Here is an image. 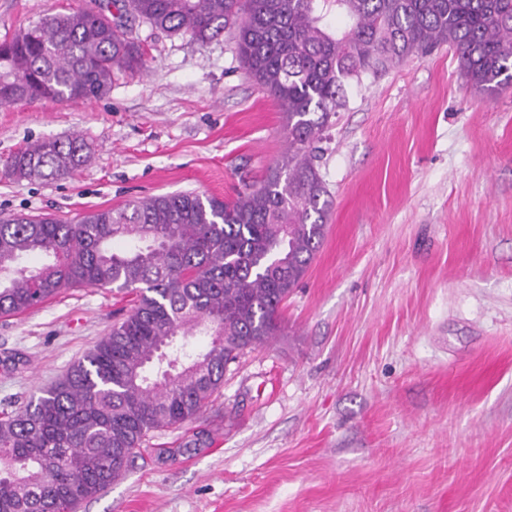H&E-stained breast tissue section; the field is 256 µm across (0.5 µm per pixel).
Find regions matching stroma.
<instances>
[{
	"mask_svg": "<svg viewBox=\"0 0 512 512\" xmlns=\"http://www.w3.org/2000/svg\"><path fill=\"white\" fill-rule=\"evenodd\" d=\"M93 4L0 0V41ZM132 36L146 68L105 97L0 105V220L230 199L280 157L284 114L233 29L201 44L136 21ZM73 134L91 147L75 174L6 172L27 143ZM320 147L327 230L283 335L245 350L199 418L152 434L77 512H512V90L475 89L446 47L351 86ZM133 305L77 286L0 317V410Z\"/></svg>",
	"mask_w": 512,
	"mask_h": 512,
	"instance_id": "1",
	"label": "stroma"
}]
</instances>
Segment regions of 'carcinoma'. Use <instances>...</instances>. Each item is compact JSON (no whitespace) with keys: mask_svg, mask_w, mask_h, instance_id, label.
Here are the masks:
<instances>
[{"mask_svg":"<svg viewBox=\"0 0 512 512\" xmlns=\"http://www.w3.org/2000/svg\"><path fill=\"white\" fill-rule=\"evenodd\" d=\"M0 43V105L107 95L144 51L125 21L206 43L233 26L239 57L284 113L286 151L231 201L192 192L136 199L75 224L0 223V315L63 288L135 295L130 313L54 385L0 413V512H76L149 435L195 420L245 350L283 333L280 310L325 235L329 191L316 166L346 86L404 59L455 49L475 88H512V0H94ZM341 17L338 29L332 19ZM90 148L44 139L7 161L18 178H64ZM40 258L37 266L27 260ZM210 337L186 351L187 338Z\"/></svg>","mask_w":512,"mask_h":512,"instance_id":"1","label":"carcinoma"}]
</instances>
